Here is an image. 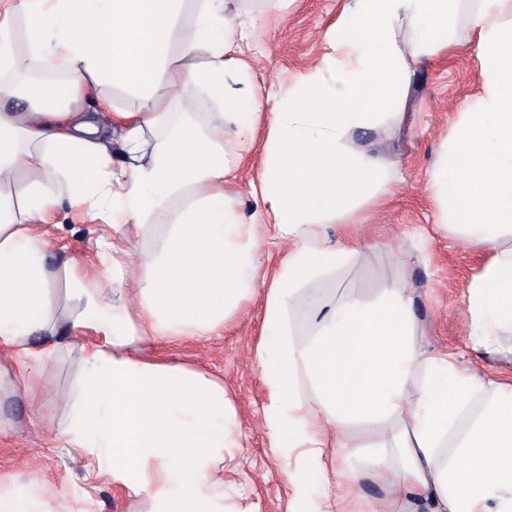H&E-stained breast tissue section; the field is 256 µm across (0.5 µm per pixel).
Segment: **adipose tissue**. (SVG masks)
I'll return each instance as SVG.
<instances>
[{
    "label": "adipose tissue",
    "mask_w": 512,
    "mask_h": 512,
    "mask_svg": "<svg viewBox=\"0 0 512 512\" xmlns=\"http://www.w3.org/2000/svg\"><path fill=\"white\" fill-rule=\"evenodd\" d=\"M0 0V179L32 173L20 199L0 194V347L43 364L80 332L81 400L55 434L115 485L146 496L150 512H226L225 450L232 408L223 384L148 355V340L201 338L248 298L257 228L290 247L267 290L254 359L268 390L270 446L294 458L296 501L308 475L349 493L356 477L403 488L395 512H512V384L423 350L413 291L376 303L348 296L315 315L305 337L283 315L313 308L301 285L348 251L324 226L358 200H384L378 158L347 150L407 91L413 66L453 47L462 0H346L327 40L331 75L317 72L272 113L270 154L243 213L228 191L224 124L262 103L240 55L245 21L224 0ZM467 22L481 94L437 161L432 182L444 223L493 256L468 287L481 336L512 326V0H475ZM25 49H18V42ZM235 92H227L228 81ZM191 86L217 102L193 119ZM139 96L118 110L109 90ZM93 98L98 109H83ZM160 136L148 143L147 133ZM192 200H185L186 190ZM87 223L112 220L97 263H51L42 227L61 198ZM175 214L160 251L136 249L123 228L154 232ZM305 376L301 397L297 376ZM378 425V441L359 430Z\"/></svg>",
    "instance_id": "adipose-tissue-1"
}]
</instances>
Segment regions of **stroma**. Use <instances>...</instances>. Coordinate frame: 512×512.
Returning a JSON list of instances; mask_svg holds the SVG:
<instances>
[{"mask_svg":"<svg viewBox=\"0 0 512 512\" xmlns=\"http://www.w3.org/2000/svg\"><path fill=\"white\" fill-rule=\"evenodd\" d=\"M345 0H226L228 10L260 16L259 37L243 42L249 79L257 87L263 111L252 134L241 138L227 126L225 149L238 170L235 190L244 211L254 199L265 156L269 114L299 79L327 67L326 33L339 18ZM452 49L422 56L399 107L383 114L373 129L346 140L350 150L376 156L391 179L384 203L359 201L326 225L329 240L353 231L352 254L335 270L312 281L326 300L351 294L371 302L398 282L416 290L414 313L418 339L432 353H447L496 380L512 383V331L501 329L490 350L475 348L468 311V286L491 259L490 251L460 241L454 228L439 222L438 198L431 188L433 166L444 151L464 105L480 91L476 49L465 26L456 30ZM47 230L58 254L81 261L95 253L98 236L111 234L107 223H85L79 210L61 204ZM288 246L273 227L260 231V266L253 297L233 310L220 334L203 339L158 342L152 353L212 376L224 386L236 413L233 450L238 466L224 488L227 512H296L284 458L271 450L263 421L267 388L253 360L260 339L266 291ZM82 338L64 339L46 362L47 380L36 402L22 388L27 371L16 361L0 362V493L40 499L49 493L52 512H69L83 501L87 512H149L150 503L113 486L111 478L87 476L71 448H54L43 430L65 417L61 399L79 395ZM38 484H31L30 476Z\"/></svg>","mask_w":512,"mask_h":512,"instance_id":"1","label":"stroma"}]
</instances>
